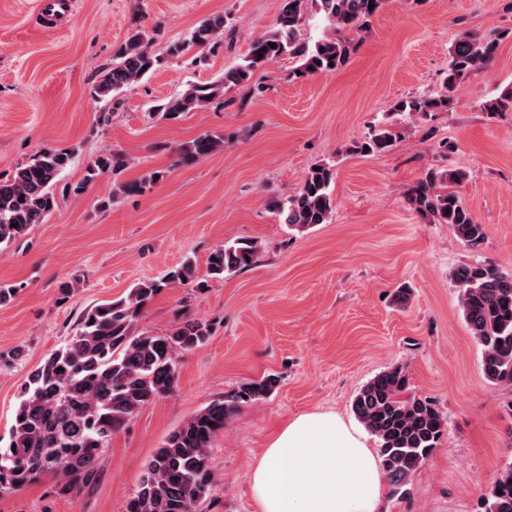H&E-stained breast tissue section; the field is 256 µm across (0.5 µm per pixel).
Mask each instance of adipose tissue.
I'll return each mask as SVG.
<instances>
[{"mask_svg": "<svg viewBox=\"0 0 512 512\" xmlns=\"http://www.w3.org/2000/svg\"><path fill=\"white\" fill-rule=\"evenodd\" d=\"M258 512H381L385 480L364 432L336 412L289 418L252 468Z\"/></svg>", "mask_w": 512, "mask_h": 512, "instance_id": "1", "label": "adipose tissue"}]
</instances>
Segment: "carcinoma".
<instances>
[{
	"instance_id": "cac0c4a2",
	"label": "carcinoma",
	"mask_w": 512,
	"mask_h": 512,
	"mask_svg": "<svg viewBox=\"0 0 512 512\" xmlns=\"http://www.w3.org/2000/svg\"><path fill=\"white\" fill-rule=\"evenodd\" d=\"M385 0H283L273 26L258 35L241 62L224 69L214 81L195 83L167 99L156 111L168 119L207 106L235 88L262 92L253 82L257 69L289 57L294 71L308 77L336 70L351 51L343 37L359 31ZM314 5L327 22L329 34L310 44L301 36L307 6ZM373 9H368V5ZM229 25L225 14L204 19L181 43L167 48L170 55L192 49L204 51L224 37ZM500 39L459 34L449 48L450 63L441 93L398 103L397 112H447L453 105L457 81L487 68ZM160 61L152 38L143 30L127 35L112 63L102 68L94 96L112 100L114 94L139 83ZM487 112L512 110V91L490 99ZM394 124L373 128L359 149L384 152L393 146ZM224 146V138L202 134L179 148V161L194 165ZM73 150L47 147L0 178V249L21 241L36 224L58 208L57 176L68 166ZM127 156L112 150L87 168L82 184L104 173L127 168ZM459 170L428 169L425 177L406 192L410 208L434 224L451 227L462 243L478 247L485 239L480 224L459 194L448 189L463 182ZM160 173L127 181L112 188L103 206L124 195L140 194ZM335 169L316 165L300 191L271 207L281 223L297 231L326 224L333 212L331 184ZM258 243L236 240L211 253L205 279L195 261L186 260L160 281L135 285L119 299L85 311L68 342L50 353L21 387L9 443L0 447V493L14 492L50 476L78 492L98 476L99 462L112 435L121 431L144 407L174 392L180 377L179 358L204 345L211 336L208 325L186 322L169 333H135L147 303L171 285H194L199 291L209 280H222L253 265ZM452 277L460 289V308L471 336L482 348V371L491 383L512 385V271L490 263L457 266ZM276 385L270 376L248 382L234 394L210 402L174 430L146 466V473L125 505V512H196L210 493L213 473L211 448L238 403L266 397ZM353 412L379 446L381 466L394 495L407 494L414 473L437 448L445 419L435 405L410 394L409 377L402 367L384 371L368 381L353 402ZM485 512H512V462L505 464L485 497Z\"/></svg>"
}]
</instances>
